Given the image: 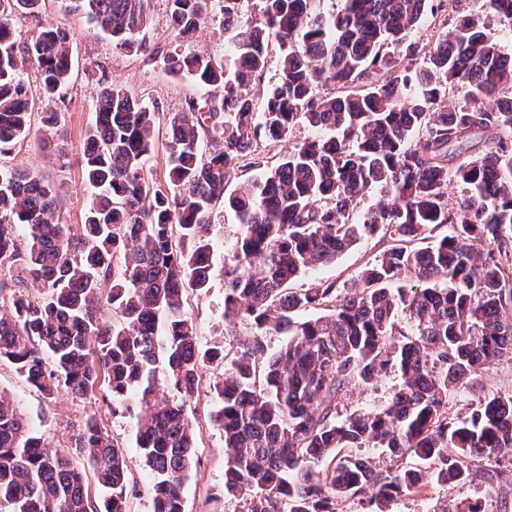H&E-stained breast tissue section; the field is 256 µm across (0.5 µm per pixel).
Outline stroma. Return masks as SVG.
Masks as SVG:
<instances>
[{
	"label": "stroma",
	"instance_id": "obj_1",
	"mask_svg": "<svg viewBox=\"0 0 512 512\" xmlns=\"http://www.w3.org/2000/svg\"><path fill=\"white\" fill-rule=\"evenodd\" d=\"M11 24L21 42L30 41L47 26L69 31L73 36L71 82L58 104L64 120V152L46 154V132L35 116L31 119L29 134L15 145L11 154L0 158V164L29 167L61 183L59 215L65 224L83 223L91 195L82 175L79 152L95 120V101L102 81L122 84L144 104L158 107L161 113L167 114L181 110L186 101L198 97L201 90L189 77L175 76L166 70L163 62L166 52L177 48L185 54L204 52L220 60L230 51L223 28L212 21L207 22L193 40L176 43L167 0H151V24L144 35L153 51L145 55L130 56L116 50L111 39L77 8L74 0H44L37 14H13ZM211 220L216 226L212 286L207 295L188 296L186 309L196 323L202 343L225 340L232 344L254 333L253 328L243 322L232 328L225 326L223 317L224 267L234 258L240 224L232 211L221 206L214 209ZM388 246L387 240L377 236L362 238L335 262L306 272L294 280L293 285L299 289L306 287L311 279L324 278L335 281L338 287H347L357 273L378 259ZM396 384V376L390 375L370 385L354 386L340 402V414L384 405ZM1 389L14 398L50 448L70 447L83 418L97 413L109 434L127 450L131 476L138 486L137 493L128 499L129 512H153L148 491L150 472L136 447L134 421L127 413L112 411L103 403L65 392L52 399L45 398L5 363L0 365ZM491 393H512V360L501 359L483 371L474 387L458 393L450 401L449 411L454 415L463 413L468 404ZM215 407L216 399L208 383H201L190 407L200 439L196 448L197 471L184 486L187 512H238L240 508L238 501L224 496V433L210 419ZM466 498L485 499L491 512H512V489L485 481L480 476L472 483L453 489L429 486L424 500L415 504L401 501L394 510L409 512L414 507L418 512H433L441 501Z\"/></svg>",
	"mask_w": 512,
	"mask_h": 512
}]
</instances>
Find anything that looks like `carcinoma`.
<instances>
[{"instance_id": "obj_1", "label": "carcinoma", "mask_w": 512, "mask_h": 512, "mask_svg": "<svg viewBox=\"0 0 512 512\" xmlns=\"http://www.w3.org/2000/svg\"><path fill=\"white\" fill-rule=\"evenodd\" d=\"M42 2L0 0V156L29 132L30 64L40 121L51 134L61 127L52 104L70 81L71 39L47 27L21 44L11 26ZM78 2L116 48L149 51L151 0ZM455 2L341 0L326 15L314 0H254L248 14L222 0L231 57L164 56L171 74L222 89L168 115L166 187L147 168L158 111L121 84L101 87L80 148L92 194L77 230L59 221V186L0 165V268L22 273L0 280L10 293L0 362L45 396L63 390L129 414L154 512H186L197 442L188 406L213 364L224 366L211 381L224 497L240 512H393L430 483L471 482L479 462L491 478L512 475V394L448 413L488 366L512 360V57ZM168 3L177 41L208 22V0ZM486 4L512 25V0ZM427 18L434 34L414 40ZM272 60L277 80L263 91ZM297 126L322 135L265 161L259 141ZM244 160L259 178L226 192ZM453 185L463 188L455 199ZM373 189L380 200L357 217ZM218 203L240 224L224 321L257 331L232 352L202 346L185 307L211 287ZM443 226L433 245L413 246ZM373 235L397 244L351 287H290ZM308 311L316 316L298 318ZM268 336L282 346L269 351ZM390 373L400 383L386 406L338 414L349 387ZM370 446L389 461L358 453ZM409 457L427 471L404 467ZM129 484L125 450L96 415L70 447L48 448L0 392V512H127ZM433 512H478L477 501Z\"/></svg>"}]
</instances>
